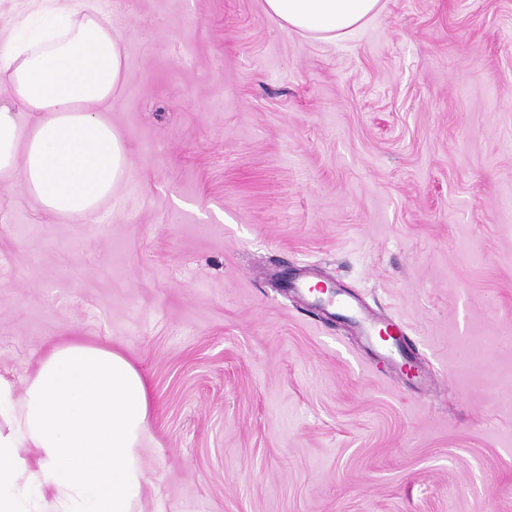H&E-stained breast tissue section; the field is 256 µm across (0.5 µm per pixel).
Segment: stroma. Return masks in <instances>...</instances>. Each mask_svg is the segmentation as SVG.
<instances>
[{
  "mask_svg": "<svg viewBox=\"0 0 512 512\" xmlns=\"http://www.w3.org/2000/svg\"><path fill=\"white\" fill-rule=\"evenodd\" d=\"M125 50L93 215L0 174V377L56 343L146 376L140 512H512V0H96ZM311 269L406 336L415 374ZM266 12L284 28L319 39H336L375 12L379 0H264Z\"/></svg>",
  "mask_w": 512,
  "mask_h": 512,
  "instance_id": "obj_1",
  "label": "stroma"
}]
</instances>
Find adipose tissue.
Returning <instances> with one entry per match:
<instances>
[{
    "label": "adipose tissue",
    "mask_w": 512,
    "mask_h": 512,
    "mask_svg": "<svg viewBox=\"0 0 512 512\" xmlns=\"http://www.w3.org/2000/svg\"><path fill=\"white\" fill-rule=\"evenodd\" d=\"M378 4L265 0L282 27L319 39L351 32ZM124 63L93 0L47 11L41 28L0 46L13 100L0 107V173L19 170L42 210L93 212L122 181L127 149L101 114ZM148 412L146 377L116 349L61 343L23 389L0 379V512H136Z\"/></svg>",
    "instance_id": "obj_1"
}]
</instances>
